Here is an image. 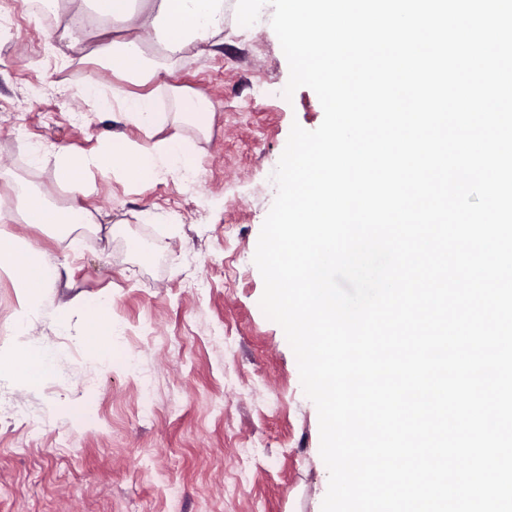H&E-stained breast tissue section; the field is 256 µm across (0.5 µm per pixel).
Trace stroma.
Instances as JSON below:
<instances>
[{"label": "stroma", "mask_w": 512, "mask_h": 512, "mask_svg": "<svg viewBox=\"0 0 512 512\" xmlns=\"http://www.w3.org/2000/svg\"><path fill=\"white\" fill-rule=\"evenodd\" d=\"M236 8L226 0L218 51L167 65L172 85L212 104L202 132L182 97L169 102L205 177L166 174L147 188L95 171L76 195L52 161L29 163L35 146L95 153L119 128L73 98L87 79L117 83L94 54L96 27L71 41L56 13L0 35V232L58 263L48 294L72 323L60 336L44 319L23 338L65 355L21 400L0 399V512H169L170 485L179 512H320L328 474L317 409L282 328L259 306L254 255L291 126L318 128L323 109L307 87L285 99L289 66L269 11L243 26ZM12 179L45 202L98 210L97 225L21 223ZM160 224L173 247L157 245ZM77 296L109 299L124 328L107 372L81 367ZM68 437L75 447H61Z\"/></svg>", "instance_id": "1"}]
</instances>
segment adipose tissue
Listing matches in <instances>:
<instances>
[{"mask_svg":"<svg viewBox=\"0 0 512 512\" xmlns=\"http://www.w3.org/2000/svg\"><path fill=\"white\" fill-rule=\"evenodd\" d=\"M96 19L99 24H109L120 31L102 47L100 61L125 83L137 85L138 90L130 93L116 86L108 91L93 79L78 89V98L112 111L123 129L113 133L106 146L93 154L58 152L54 165L59 178L81 193L93 170L104 175L118 172L144 187L163 173L194 176L200 160L189 140L178 130L166 137L161 134L168 123L161 101L173 96L175 88L164 79L159 61L178 60L189 50L223 45L224 0H140L135 8L129 0H96ZM129 127L140 132V139L126 135ZM10 188L25 203L23 223L57 227L97 221L91 211L82 207L62 210L48 206L33 196L25 182H11ZM0 269L17 275L25 289L15 316L16 334H24L31 324L44 318L50 319L58 335L70 334L68 315L53 311L46 295L47 288L60 277L57 263L24 248L20 240L0 234ZM72 304L86 309L87 325L80 340L85 366L108 370L113 355L123 344L122 328L105 319L107 301L87 307L76 298ZM62 356V350L53 345L35 353L18 344L0 350V388L23 397L30 387L54 374Z\"/></svg>","mask_w":512,"mask_h":512,"instance_id":"adipose-tissue-1","label":"adipose tissue"}]
</instances>
